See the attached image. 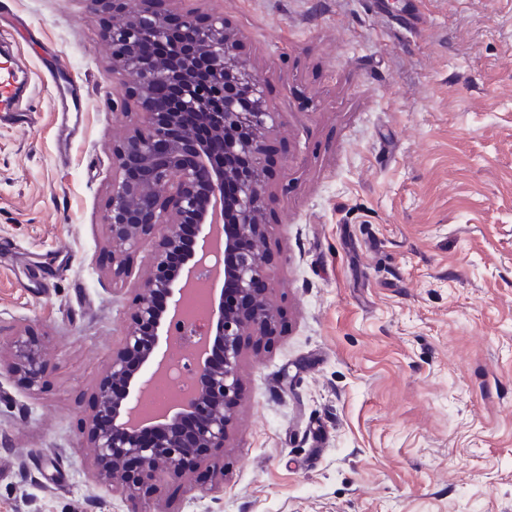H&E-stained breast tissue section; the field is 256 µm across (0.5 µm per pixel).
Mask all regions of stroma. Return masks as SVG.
Listing matches in <instances>:
<instances>
[{
  "label": "stroma",
  "mask_w": 512,
  "mask_h": 512,
  "mask_svg": "<svg viewBox=\"0 0 512 512\" xmlns=\"http://www.w3.org/2000/svg\"><path fill=\"white\" fill-rule=\"evenodd\" d=\"M224 18L275 116L269 298L224 447L148 512H512V0H162ZM108 13L0 0L30 86L0 120V512H128L95 396L154 242L113 280ZM86 100L74 128L59 85ZM20 336L12 342L11 357L7 360L0 358V372L23 374L29 385L34 387L38 385L45 370L42 350L38 344Z\"/></svg>",
  "instance_id": "35a3bbf8"
}]
</instances>
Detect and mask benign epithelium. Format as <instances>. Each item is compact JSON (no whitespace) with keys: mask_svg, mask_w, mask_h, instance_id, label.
I'll list each match as a JSON object with an SVG mask.
<instances>
[{"mask_svg":"<svg viewBox=\"0 0 512 512\" xmlns=\"http://www.w3.org/2000/svg\"><path fill=\"white\" fill-rule=\"evenodd\" d=\"M85 2L92 13L112 6V64L125 89L121 111L135 118L131 133L112 148L106 224L113 276L128 275L140 240H155L122 343L112 352L100 383L87 436L96 451L98 480L124 495L129 512H146L141 494L155 490L159 468L180 478L208 449L224 447L231 408L239 397L244 329L265 335L274 326L267 289L259 287L266 271L256 249L266 233L261 215L271 201L266 181L271 113L262 95L248 104L236 95L239 79L257 88L261 78L238 54L237 39L224 19L200 22L166 13L160 9L161 0ZM147 28L163 40L177 29L195 30L197 36L173 45L168 59L157 62L135 56L136 41ZM158 77L180 91L166 109L151 99ZM187 109L212 123V140H199L182 124ZM228 182L238 188L230 214L224 210ZM186 223L196 226L201 244L182 251L181 263L174 267L169 258L181 251L180 227ZM212 253L224 256V266L212 269L214 278L234 280L246 307L229 310L224 294H210L192 391L153 420L140 421L136 409L147 391L146 374L156 375L167 365L170 323L179 318L186 288ZM159 291L170 300L164 309L155 303ZM12 347L9 359L0 358V372L20 373L30 386L38 385L44 373L41 347L20 336ZM214 353L220 355L218 364L212 361ZM202 408L208 409V417L192 435L182 434L179 421Z\"/></svg>","mask_w":512,"mask_h":512,"instance_id":"7a95c632","label":"benign epithelium"}]
</instances>
